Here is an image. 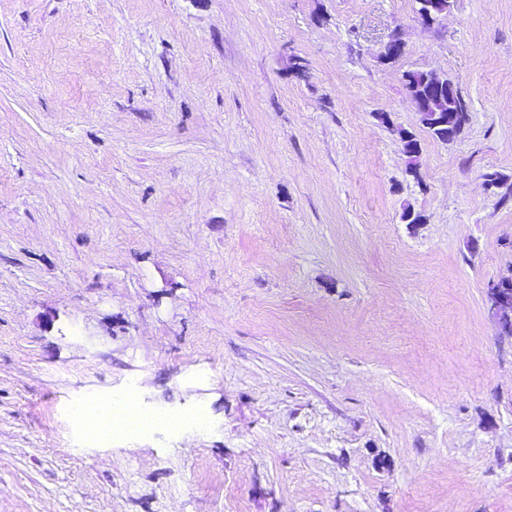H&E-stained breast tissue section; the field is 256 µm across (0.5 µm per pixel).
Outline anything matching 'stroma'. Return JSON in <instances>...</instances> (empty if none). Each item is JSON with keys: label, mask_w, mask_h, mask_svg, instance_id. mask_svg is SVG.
<instances>
[{"label": "stroma", "mask_w": 512, "mask_h": 512, "mask_svg": "<svg viewBox=\"0 0 512 512\" xmlns=\"http://www.w3.org/2000/svg\"><path fill=\"white\" fill-rule=\"evenodd\" d=\"M511 271L512 0H0V512H512ZM429 84V91L432 95L440 99L447 98V107L443 110L432 108V112L428 108H421L417 104V98L412 97L411 101L417 112L421 114V122L425 127L433 128L436 126H446L448 133L441 140L444 143L453 141L460 133L467 121L465 106L461 101V110L456 105L458 101V86L448 78V75L435 71L421 72ZM487 296L491 314L501 332L512 337V271L501 276L488 289ZM103 405L100 401L94 398H84L78 400L72 407V415L76 422L88 431L94 437L106 441L108 436L109 427L105 421L98 418L97 422H93L87 410L90 408L100 407Z\"/></svg>", "instance_id": "1"}]
</instances>
